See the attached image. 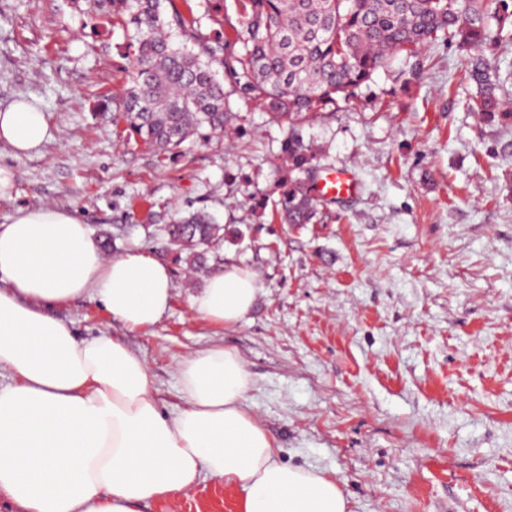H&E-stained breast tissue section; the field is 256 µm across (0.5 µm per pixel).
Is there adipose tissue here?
Segmentation results:
<instances>
[{
  "label": "adipose tissue",
  "mask_w": 512,
  "mask_h": 512,
  "mask_svg": "<svg viewBox=\"0 0 512 512\" xmlns=\"http://www.w3.org/2000/svg\"><path fill=\"white\" fill-rule=\"evenodd\" d=\"M44 112L0 110V142L39 152ZM167 264L138 250L109 258L86 224L56 207H21L0 224V496L17 512H138L202 478L240 487L239 512H348L334 477L278 461L246 404L239 354L216 344L177 367L181 404L164 413L145 358L101 335L77 338L54 307L88 296L131 330L167 311ZM255 276L228 266L190 298L194 315L232 327L251 311Z\"/></svg>",
  "instance_id": "adipose-tissue-1"
}]
</instances>
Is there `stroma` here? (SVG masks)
Here are the masks:
<instances>
[{
    "mask_svg": "<svg viewBox=\"0 0 512 512\" xmlns=\"http://www.w3.org/2000/svg\"><path fill=\"white\" fill-rule=\"evenodd\" d=\"M110 7L0 0V109L34 99L51 133L28 156L0 143L16 181L0 224L20 206L69 210L107 254L137 248L167 263L172 298L144 331L90 297L54 315L145 356L164 411L181 403L184 355L234 348L279 461L336 477L350 512H512V129L467 110L465 55L440 42L422 69L397 60L299 123L319 170L352 168L361 189L298 227L275 212L288 124L232 85L226 132L166 161L123 142L126 34L96 16ZM198 209L225 232L191 285L164 227ZM227 265L260 287L231 328L190 309ZM238 496L209 478L139 512H237Z\"/></svg>",
    "mask_w": 512,
    "mask_h": 512,
    "instance_id": "stroma-1",
    "label": "stroma"
}]
</instances>
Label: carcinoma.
I'll use <instances>...</instances> for the list:
<instances>
[{
    "label": "carcinoma",
    "mask_w": 512,
    "mask_h": 512,
    "mask_svg": "<svg viewBox=\"0 0 512 512\" xmlns=\"http://www.w3.org/2000/svg\"><path fill=\"white\" fill-rule=\"evenodd\" d=\"M112 0L113 18L127 31L131 67L123 76L120 110L127 139L160 156L180 153L184 143L224 130V84L215 69L290 132L275 166L276 203L285 224L319 220L317 153L296 124L347 99L388 71L398 55L416 59L439 41L470 52L466 78L475 85L471 107L484 120L512 126L506 79L476 54L489 42L512 40L508 5L491 10L488 0H234L236 18L211 17L220 31L206 39L196 20L163 2ZM231 30L235 38L223 34ZM166 234L176 260L193 272L206 268L207 254L224 241V225L196 210Z\"/></svg>",
    "instance_id": "obj_1"
}]
</instances>
